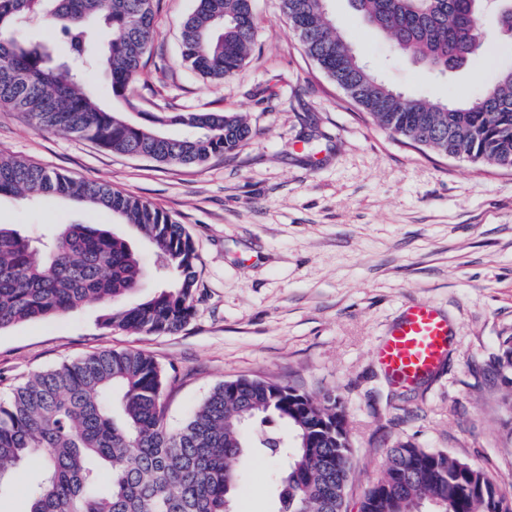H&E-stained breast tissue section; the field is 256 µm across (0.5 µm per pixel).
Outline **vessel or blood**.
Wrapping results in <instances>:
<instances>
[{
    "label": "vessel or blood",
    "instance_id": "1",
    "mask_svg": "<svg viewBox=\"0 0 512 512\" xmlns=\"http://www.w3.org/2000/svg\"><path fill=\"white\" fill-rule=\"evenodd\" d=\"M449 334L448 322L436 308L412 303L378 345L379 364L394 385H416L444 364Z\"/></svg>",
    "mask_w": 512,
    "mask_h": 512
}]
</instances>
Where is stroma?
Segmentation results:
<instances>
[{
  "mask_svg": "<svg viewBox=\"0 0 512 512\" xmlns=\"http://www.w3.org/2000/svg\"><path fill=\"white\" fill-rule=\"evenodd\" d=\"M156 28L144 79L131 94L144 115L235 112L254 132L202 165H160L73 136L36 130L0 109V156L137 196L183 224L199 255L194 313L179 332L103 328L106 304L0 330V397L35 372L87 354L134 348L162 367L170 426H181L219 383L264 377L342 401L353 441L348 512L381 475L396 443L443 450L512 489V387L491 370L512 336V168L472 164L380 127L305 53L280 0H254L255 45L230 80L184 66L180 35L196 0H153ZM345 42L409 96L462 102L474 79L496 81L512 57L497 41L439 80L389 53L349 0H329ZM0 224L37 235L54 224H104L145 263L153 247L105 210L57 196L0 197ZM435 306L452 336L429 385L400 397L375 348L408 301ZM237 512H276L277 462H243Z\"/></svg>",
  "mask_w": 512,
  "mask_h": 512,
  "instance_id": "stroma-1",
  "label": "stroma"
}]
</instances>
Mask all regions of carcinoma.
Here are the masks:
<instances>
[{
  "label": "carcinoma",
  "mask_w": 512,
  "mask_h": 512,
  "mask_svg": "<svg viewBox=\"0 0 512 512\" xmlns=\"http://www.w3.org/2000/svg\"><path fill=\"white\" fill-rule=\"evenodd\" d=\"M399 57L437 77L478 49V0H350ZM308 56L382 127L413 143L475 164L512 168V67L462 103L408 97L383 81L336 31L327 0H281ZM52 22L71 61L49 65L46 48L17 21ZM153 0H0V107L36 128L80 137L156 163L201 165L235 150L253 131L232 112H190L133 122L126 109L97 105L88 72L111 76L112 96L130 104L155 33ZM495 21L512 55V0ZM112 29L106 49L93 26ZM253 0H197L182 25V61L212 81L232 78L255 36ZM180 125L177 137L162 130ZM55 195L76 207L112 212L154 248L148 268L129 240L102 224H62L44 241L0 225V329L111 304L106 329L145 335L182 330L193 315L197 261L183 225L134 196L76 181L40 165L0 157V196ZM152 279L157 291L129 297ZM493 369L512 385V336ZM276 417L284 438L265 429ZM261 448L285 460L275 482L278 512H347L352 445L338 398L263 378L216 385L194 414L172 429L162 370L139 350H103L36 372L0 400V495L27 477L24 512H234L238 464ZM512 512V493L478 465L411 444L387 449L382 475L358 512Z\"/></svg>",
  "instance_id": "cac0c4a2"
}]
</instances>
